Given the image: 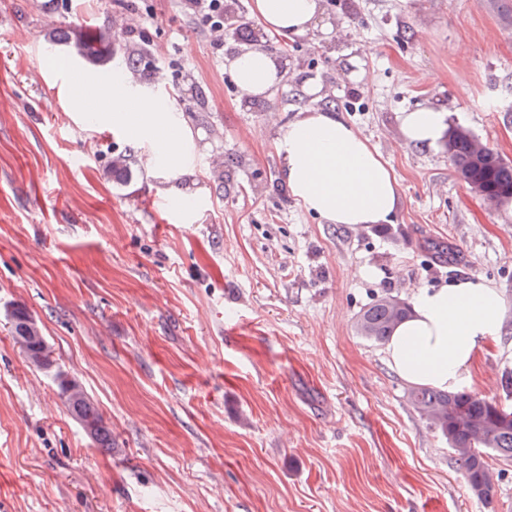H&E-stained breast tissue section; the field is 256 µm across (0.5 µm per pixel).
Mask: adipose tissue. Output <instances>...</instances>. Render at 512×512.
Listing matches in <instances>:
<instances>
[{
  "mask_svg": "<svg viewBox=\"0 0 512 512\" xmlns=\"http://www.w3.org/2000/svg\"><path fill=\"white\" fill-rule=\"evenodd\" d=\"M251 12L265 33L302 36L320 24L322 0H251ZM228 71L248 98L267 95L283 78L278 59L261 48L233 55ZM116 114L136 136L153 139L165 170L185 171V141L168 133L169 117L160 104L126 95ZM446 119V113L421 107L401 113L398 122L405 142L434 149L445 137ZM275 145L288 190L307 212L356 231L391 223L398 209V181L368 141L335 111L307 107L278 128ZM504 311L498 288L479 278L423 290L414 296L409 318L387 342L386 359L410 385L457 390L478 352L499 332Z\"/></svg>",
  "mask_w": 512,
  "mask_h": 512,
  "instance_id": "ef3b65f1",
  "label": "adipose tissue"
}]
</instances>
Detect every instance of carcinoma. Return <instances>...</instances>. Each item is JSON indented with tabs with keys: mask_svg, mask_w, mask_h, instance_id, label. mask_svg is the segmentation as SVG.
<instances>
[{
	"mask_svg": "<svg viewBox=\"0 0 512 512\" xmlns=\"http://www.w3.org/2000/svg\"><path fill=\"white\" fill-rule=\"evenodd\" d=\"M50 41L68 47L92 66L109 70L112 69V58L119 53L132 71L139 70L152 56L145 47H124L121 31L112 27L110 21L99 25L90 35L83 33L77 25L61 22L54 28ZM475 138L473 131L464 125L455 124L449 128L446 147L456 171L466 184H478L489 194L505 201L512 200V163L488 146L479 155V161L473 162ZM110 173L115 180L129 181L132 176L130 159L125 155L113 157ZM410 313L409 303L383 295L359 312L356 332L372 343H385ZM11 319L14 335L23 345L28 360L47 369L52 367L46 339L27 308L16 306L11 311ZM55 379L65 410L96 444L102 448L112 447V433L107 423L79 382L60 369L55 370ZM408 397L434 430L444 439H452V452L471 492L490 503L493 474L487 458L497 455L512 461V406L487 400L468 390L444 392L419 387L409 390Z\"/></svg>",
	"mask_w": 512,
	"mask_h": 512,
	"instance_id": "carcinoma-1",
	"label": "carcinoma"
}]
</instances>
